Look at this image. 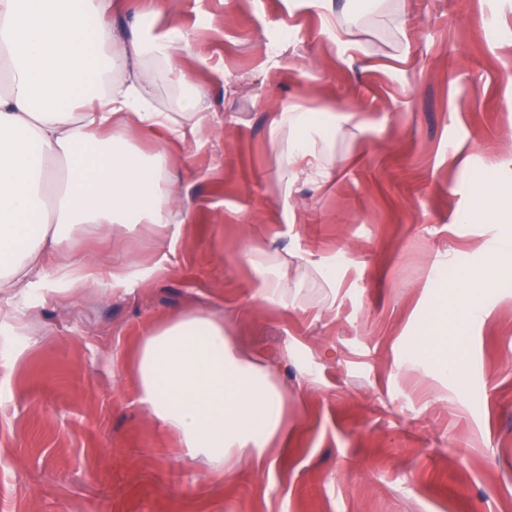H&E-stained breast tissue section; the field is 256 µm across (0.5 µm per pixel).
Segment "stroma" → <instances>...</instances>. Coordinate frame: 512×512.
Returning a JSON list of instances; mask_svg holds the SVG:
<instances>
[{
  "mask_svg": "<svg viewBox=\"0 0 512 512\" xmlns=\"http://www.w3.org/2000/svg\"><path fill=\"white\" fill-rule=\"evenodd\" d=\"M118 33L190 37L174 65L144 55L153 101L179 121L194 86L210 122L166 147L190 218L70 229L43 272L0 290V512H512V281L456 317L466 389L403 354L432 324L431 272L460 280L508 228L459 222L512 191V0H159ZM343 113L317 139L327 185L286 161L275 112ZM290 285L255 306L244 235ZM94 281L67 288L61 262ZM336 269L335 280L317 270ZM129 278L113 284L112 272ZM204 312L287 396L288 448L242 467L190 459L147 414L142 336Z\"/></svg>",
  "mask_w": 512,
  "mask_h": 512,
  "instance_id": "obj_1",
  "label": "stroma"
}]
</instances>
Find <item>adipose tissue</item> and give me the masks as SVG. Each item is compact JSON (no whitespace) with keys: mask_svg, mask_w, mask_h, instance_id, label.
I'll return each instance as SVG.
<instances>
[{"mask_svg":"<svg viewBox=\"0 0 512 512\" xmlns=\"http://www.w3.org/2000/svg\"><path fill=\"white\" fill-rule=\"evenodd\" d=\"M112 0H0V50L11 61L0 89V288L31 275L43 251L58 246L77 224L160 227L181 216L163 199L171 155L142 156L128 147L127 130L164 127L179 140L198 136L210 121L207 91L194 86L190 122L155 110L136 75L113 79L114 68L152 51L171 61L188 40L168 33L151 45L112 37ZM309 112L275 113L271 131L288 129L289 161L313 157ZM66 163L56 179L52 159ZM512 277V237L461 283L466 317L485 316L482 293ZM434 332L414 337L407 360L426 362L463 381V359L448 361V270L437 265ZM140 403L190 458L244 464L271 453L287 434L285 394L267 369L240 352L223 320L205 313L173 319L141 340Z\"/></svg>","mask_w":512,"mask_h":512,"instance_id":"1","label":"adipose tissue"}]
</instances>
